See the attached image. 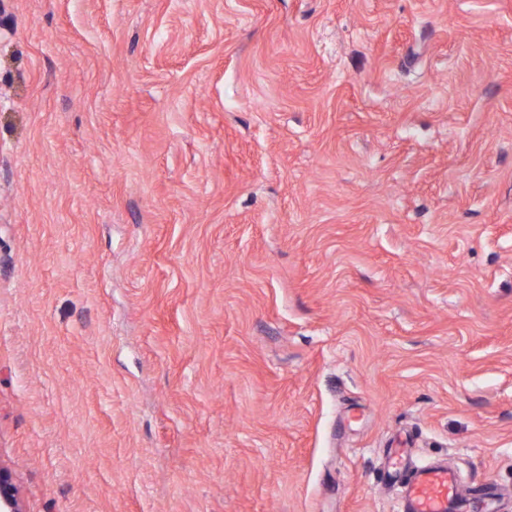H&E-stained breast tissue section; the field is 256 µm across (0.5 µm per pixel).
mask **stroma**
Returning a JSON list of instances; mask_svg holds the SVG:
<instances>
[{"label":"stroma","instance_id":"stroma-1","mask_svg":"<svg viewBox=\"0 0 512 512\" xmlns=\"http://www.w3.org/2000/svg\"><path fill=\"white\" fill-rule=\"evenodd\" d=\"M0 465L24 512H512V0H0ZM402 484L404 497L397 512H451L461 495L456 473L444 466L417 468Z\"/></svg>","mask_w":512,"mask_h":512}]
</instances>
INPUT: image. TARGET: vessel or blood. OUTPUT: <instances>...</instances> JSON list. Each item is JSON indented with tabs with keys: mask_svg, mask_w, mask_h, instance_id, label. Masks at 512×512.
Segmentation results:
<instances>
[{
	"mask_svg": "<svg viewBox=\"0 0 512 512\" xmlns=\"http://www.w3.org/2000/svg\"><path fill=\"white\" fill-rule=\"evenodd\" d=\"M397 512H453L461 495L456 473L444 466L415 469L403 482Z\"/></svg>",
	"mask_w": 512,
	"mask_h": 512,
	"instance_id": "b4317fda",
	"label": "vessel or blood"
}]
</instances>
